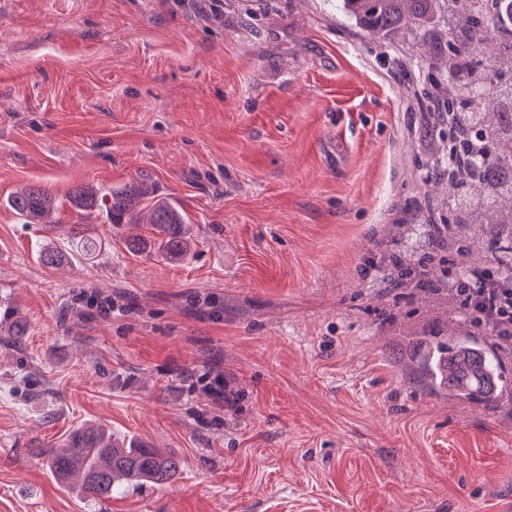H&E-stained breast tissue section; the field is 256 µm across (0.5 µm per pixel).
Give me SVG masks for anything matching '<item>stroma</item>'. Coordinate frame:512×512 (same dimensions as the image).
<instances>
[{
  "label": "stroma",
  "mask_w": 512,
  "mask_h": 512,
  "mask_svg": "<svg viewBox=\"0 0 512 512\" xmlns=\"http://www.w3.org/2000/svg\"><path fill=\"white\" fill-rule=\"evenodd\" d=\"M448 0L388 38L342 0H0V512H512V398L410 385L408 334L457 303L395 300L361 268L436 194L418 170L422 88L446 83ZM145 178L194 225L179 263L130 252L67 204ZM34 183L55 227L6 204ZM68 266L39 260L43 244ZM235 376L199 415L194 376ZM178 457L168 484L90 501L45 447L83 423ZM0 308L3 309L0 318V342L2 340L5 344L20 342L23 336H27L29 332L27 319L19 309L5 304L2 300L0 301ZM2 325H4V328Z\"/></svg>",
  "instance_id": "stroma-1"
}]
</instances>
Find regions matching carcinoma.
I'll use <instances>...</instances> for the list:
<instances>
[{
  "label": "carcinoma",
  "mask_w": 512,
  "mask_h": 512,
  "mask_svg": "<svg viewBox=\"0 0 512 512\" xmlns=\"http://www.w3.org/2000/svg\"><path fill=\"white\" fill-rule=\"evenodd\" d=\"M359 28L387 34L415 20H425L434 0H343ZM492 0H448V12L456 20L454 42L448 52V102L446 111L432 118L435 126L448 127L446 153L421 164L426 175H435L448 183V211L453 224H402L398 232L401 247L387 250L384 268L388 279L418 292L439 294L445 291V274L457 288H475L466 259L478 252L489 254L490 267L478 274L502 288H512V220L502 216L500 199L512 200V182L500 181L486 172L512 170V85L496 90L497 69L474 71L467 80L459 77L472 55L482 51L487 33L495 24ZM477 174L483 180L487 205H474L463 186ZM69 203L85 218L97 213L114 226L131 223L140 205L151 202L146 223L151 238L142 234L127 239L128 248L143 252L148 243L171 262L182 261L187 254L190 225L173 204L154 199V190L145 179L133 180L102 194L87 188L75 189ZM9 206L24 221H40L53 209L51 194L44 187L29 184L9 198ZM70 238L91 250L96 239L87 224H72ZM42 264L59 269L69 263L67 256L47 246L40 254ZM437 267L441 275L433 278L429 269ZM0 337L3 342L18 343L28 335L29 325L20 310L0 301ZM425 347L402 368L409 381L429 393L451 400L471 402L480 394L486 407L498 402L504 383L512 384L505 374V359L511 351L499 346L489 348L469 331L457 334L444 330L418 337ZM47 466L60 481L76 475L82 479L87 498L112 497L120 484H166L178 471L180 461L143 444H124L112 439V433L98 424H85L62 441L50 445Z\"/></svg>",
  "instance_id": "carcinoma-1"
}]
</instances>
